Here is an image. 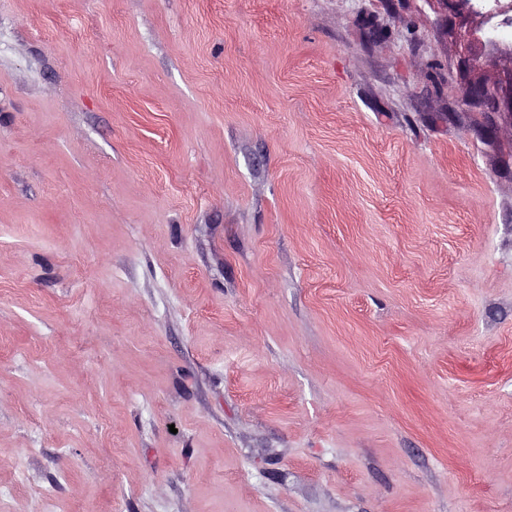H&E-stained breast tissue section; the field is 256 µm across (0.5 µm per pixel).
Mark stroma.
Instances as JSON below:
<instances>
[{
	"label": "stroma",
	"mask_w": 512,
	"mask_h": 512,
	"mask_svg": "<svg viewBox=\"0 0 512 512\" xmlns=\"http://www.w3.org/2000/svg\"><path fill=\"white\" fill-rule=\"evenodd\" d=\"M482 26L0 0V512H512Z\"/></svg>",
	"instance_id": "obj_1"
}]
</instances>
